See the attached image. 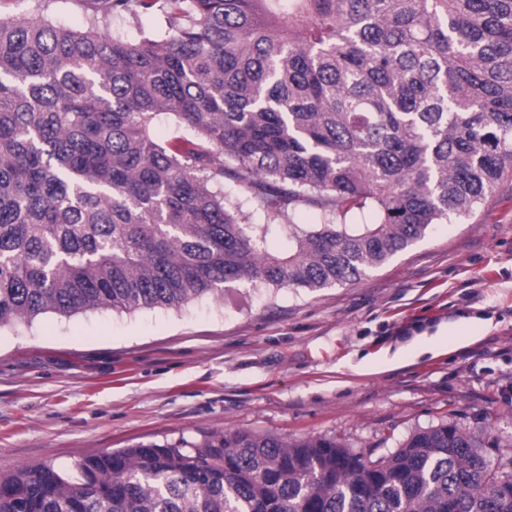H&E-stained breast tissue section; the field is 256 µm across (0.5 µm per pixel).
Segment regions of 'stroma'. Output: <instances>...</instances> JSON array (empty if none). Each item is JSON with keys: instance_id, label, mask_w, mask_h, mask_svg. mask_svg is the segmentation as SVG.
Returning <instances> with one entry per match:
<instances>
[{"instance_id": "1", "label": "stroma", "mask_w": 512, "mask_h": 512, "mask_svg": "<svg viewBox=\"0 0 512 512\" xmlns=\"http://www.w3.org/2000/svg\"><path fill=\"white\" fill-rule=\"evenodd\" d=\"M0 12L77 27L85 8ZM447 421L512 458V176L354 283L0 329V475L212 429L333 438L374 461Z\"/></svg>"}]
</instances>
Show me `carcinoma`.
I'll list each match as a JSON object with an SVG mask.
<instances>
[{"label":"carcinoma","instance_id":"cac0c4a2","mask_svg":"<svg viewBox=\"0 0 512 512\" xmlns=\"http://www.w3.org/2000/svg\"><path fill=\"white\" fill-rule=\"evenodd\" d=\"M154 13L159 33L100 31ZM509 174L512 0H91L83 30L0 15V328L359 281ZM0 512H512V471L448 422L376 461L215 429L22 466Z\"/></svg>","mask_w":512,"mask_h":512}]
</instances>
